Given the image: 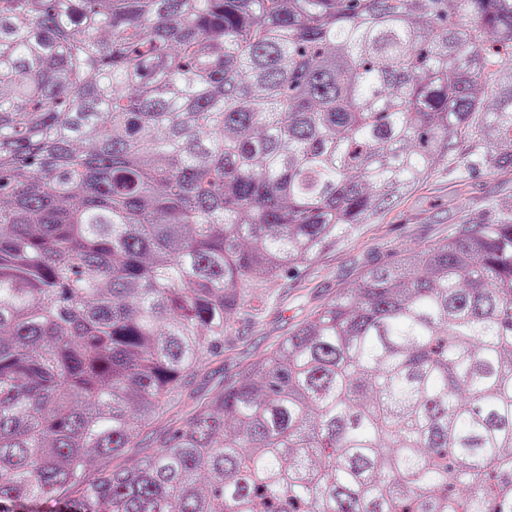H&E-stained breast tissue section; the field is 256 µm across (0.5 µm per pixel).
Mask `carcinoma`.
Returning <instances> with one entry per match:
<instances>
[{"label": "carcinoma", "mask_w": 512, "mask_h": 512, "mask_svg": "<svg viewBox=\"0 0 512 512\" xmlns=\"http://www.w3.org/2000/svg\"><path fill=\"white\" fill-rule=\"evenodd\" d=\"M450 162L512 0H0V512H512V195L191 389Z\"/></svg>", "instance_id": "1"}]
</instances>
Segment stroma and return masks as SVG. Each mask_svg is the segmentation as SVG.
<instances>
[{
    "label": "stroma",
    "mask_w": 512,
    "mask_h": 512,
    "mask_svg": "<svg viewBox=\"0 0 512 512\" xmlns=\"http://www.w3.org/2000/svg\"><path fill=\"white\" fill-rule=\"evenodd\" d=\"M512 194V181L482 175L461 180L455 169L438 173L387 212L379 223L357 231L327 248L290 280L278 281L276 299L260 323L241 329L224 358L202 370L194 390L206 393L231 379L260 352L277 345L304 316L358 283L368 266L406 249L443 243L463 218L461 203L478 209L491 199Z\"/></svg>",
    "instance_id": "stroma-1"
}]
</instances>
